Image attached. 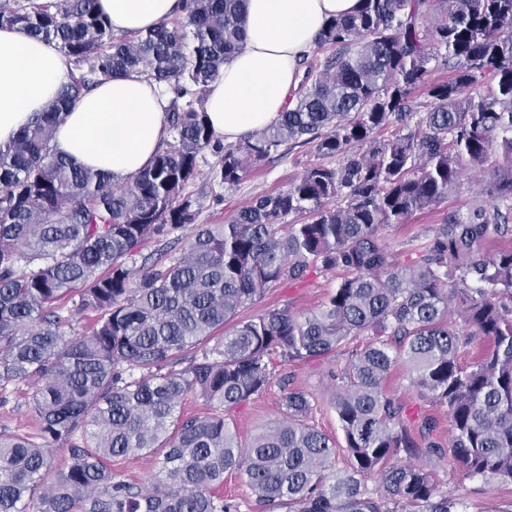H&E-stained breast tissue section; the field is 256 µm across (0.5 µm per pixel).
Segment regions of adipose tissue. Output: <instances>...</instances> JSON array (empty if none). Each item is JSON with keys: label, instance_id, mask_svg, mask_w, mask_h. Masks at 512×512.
<instances>
[{"label": "adipose tissue", "instance_id": "ef3b65f1", "mask_svg": "<svg viewBox=\"0 0 512 512\" xmlns=\"http://www.w3.org/2000/svg\"><path fill=\"white\" fill-rule=\"evenodd\" d=\"M180 0H98L113 31L138 33L177 13ZM359 0H245L244 44L209 86L212 130L227 141L264 129L295 103L303 59L326 21ZM72 66L55 43L0 27V145L69 82ZM169 98L143 79L119 77L71 106L53 145L72 163L126 181L145 168L166 135Z\"/></svg>", "mask_w": 512, "mask_h": 512}]
</instances>
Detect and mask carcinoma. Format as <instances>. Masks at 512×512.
<instances>
[{
  "label": "carcinoma",
  "instance_id": "obj_1",
  "mask_svg": "<svg viewBox=\"0 0 512 512\" xmlns=\"http://www.w3.org/2000/svg\"><path fill=\"white\" fill-rule=\"evenodd\" d=\"M182 2L180 17L116 36L97 0H0V25L56 42L81 71L0 145V389L35 387L44 440L0 434V512H238L212 492L230 471L262 512H465L413 462L442 456L421 445L436 422L412 433L386 383L405 364L418 395L448 408L455 468L512 482V245L485 251L491 237L512 240V0H360L319 32L323 61L305 67L294 107L229 143L204 102L242 44L244 0ZM440 61L452 76L428 81ZM131 73L172 98L153 161L117 185L52 141L73 102ZM296 140L314 159L287 189L228 224L196 223L188 188L205 152L233 188ZM488 163L479 200L394 263L379 231ZM188 224L179 255L137 265L150 239ZM312 269L341 274L320 308L236 320ZM61 299L94 314L89 333L67 335L68 317L50 309ZM477 336L488 348L461 363ZM343 351L330 401L343 443L306 423L313 398L290 388L284 418L238 442L224 413L265 392L277 367ZM190 394L212 413L183 416ZM52 444L68 465L48 481ZM142 455L161 464L152 486L112 471Z\"/></svg>",
  "mask_w": 512,
  "mask_h": 512
}]
</instances>
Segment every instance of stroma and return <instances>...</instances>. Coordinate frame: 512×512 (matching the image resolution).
Masks as SVG:
<instances>
[{
	"instance_id": "obj_1",
	"label": "stroma",
	"mask_w": 512,
	"mask_h": 512,
	"mask_svg": "<svg viewBox=\"0 0 512 512\" xmlns=\"http://www.w3.org/2000/svg\"><path fill=\"white\" fill-rule=\"evenodd\" d=\"M312 146H296L285 149L274 162L251 172L239 186L226 189L214 182L211 171L216 165L215 155H207L201 163V174L191 186L192 194L199 196L202 207L197 221L201 224H225L232 220L242 203L261 194L286 189L299 177L308 161L313 159ZM473 187L463 186L449 195L433 210L412 217L409 223L386 227L380 237L397 262H404L409 246L419 244L432 225L443 223L449 212L468 208L473 201ZM336 274L311 270L300 282H282L265 291L262 298L248 309L242 317L262 313L269 308H289L295 312L312 311L324 302L328 291L336 284ZM344 356L329 357L319 361L285 366L279 369L278 380L272 381L261 395L226 412L225 417L232 430L237 433L240 444H249L270 423L282 414V382H289L295 389L313 394L315 406L308 422L333 439H341L342 432L334 410L330 373L340 369ZM387 386L403 400L409 414L410 425H417L426 416L432 417L437 428L432 435L434 441H448V410L421 398L410 388L405 366L394 368ZM32 391L27 384L14 383L0 391V432L38 439L39 423L31 410ZM433 479L441 493L463 499L467 512H502L507 502L512 501V484L487 482L478 478H467L455 470L450 457L436 458L430 463Z\"/></svg>"
}]
</instances>
